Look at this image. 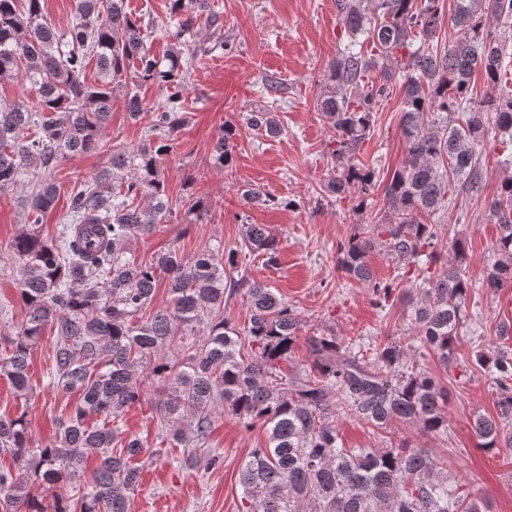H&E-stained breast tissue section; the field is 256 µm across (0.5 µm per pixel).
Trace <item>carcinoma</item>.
Listing matches in <instances>:
<instances>
[{
  "label": "carcinoma",
  "mask_w": 512,
  "mask_h": 512,
  "mask_svg": "<svg viewBox=\"0 0 512 512\" xmlns=\"http://www.w3.org/2000/svg\"><path fill=\"white\" fill-rule=\"evenodd\" d=\"M127 0H77L66 30L44 12V0H0V83L24 81L36 103L0 98V193L27 177L21 200L23 228L10 244L12 274L20 284L24 319L0 348V377L28 398L33 348L44 330L55 331L50 384L79 394L70 414L58 419L44 444L32 446L27 412L0 416V507L4 512H128L139 491L138 458L144 441L123 429L127 410L139 403L145 375L160 385L164 439L184 447L183 459L208 443L213 412L220 406L245 427L261 423L267 433L239 471L245 512H484L448 485L440 460L401 440L386 448H340L335 405L343 406L372 431L396 420L425 434L448 437V388L404 349L389 342L372 348L344 346L334 336L308 340L311 363L291 377L276 366L292 359L300 321L271 289L244 273L234 274L243 251L276 260L278 240L263 224H246L241 248L205 249L186 257L173 249L148 260L130 249L132 239L160 224L178 222L177 209L160 170L186 125L176 97L149 112L145 143L112 152L70 200L56 235L41 233L46 213L57 203L50 173L57 164L102 150L112 97L123 93L129 116L144 114L133 87L182 85L196 63L183 55L199 21L221 28L209 0H170L177 22L165 36L171 53H150L144 22ZM444 0H340L349 44L329 65V81L317 109L336 130L331 156L338 174L328 185L337 197L350 194L361 208L375 204V169L355 160L370 134L373 109L404 73L401 128L405 159L382 196L384 220L364 224L340 246L345 274L371 283L387 300L393 287L373 280L368 256L381 246L400 263L437 258L436 225L454 193L483 194L481 163L486 134L494 130L512 148V85L502 72L512 42V0H454V35L436 36ZM372 41L366 56L358 38ZM99 78H82L89 60ZM380 70L383 79L366 82ZM477 71L488 89L471 85ZM247 127L268 136L281 133L276 114L263 108L245 115ZM238 128L226 126L213 144L214 163L229 170ZM247 204L277 200L246 188ZM499 228L497 259L485 286L512 287V177L502 180L487 205ZM454 260L425 288L414 305L416 340L453 366L454 341L467 321L473 288L466 249L454 239ZM168 299L152 303L160 280ZM245 295L247 326L224 318V298ZM493 376L497 417L477 416L482 448L512 450V357L495 350L480 363ZM96 467L86 472V462Z\"/></svg>",
  "instance_id": "obj_1"
}]
</instances>
